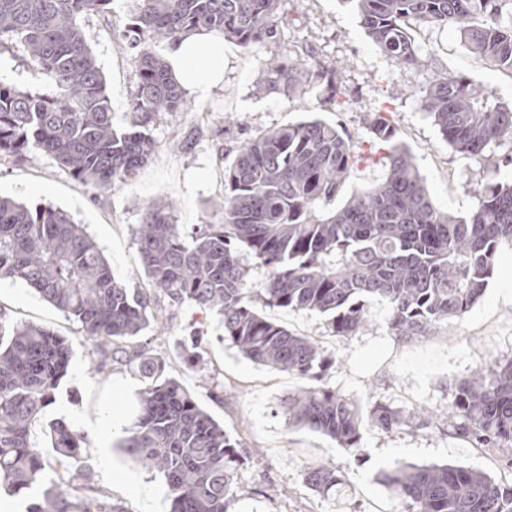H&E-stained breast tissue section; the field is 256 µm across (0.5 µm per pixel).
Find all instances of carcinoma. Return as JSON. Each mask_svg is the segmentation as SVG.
<instances>
[{
    "label": "carcinoma",
    "mask_w": 512,
    "mask_h": 512,
    "mask_svg": "<svg viewBox=\"0 0 512 512\" xmlns=\"http://www.w3.org/2000/svg\"><path fill=\"white\" fill-rule=\"evenodd\" d=\"M113 0H0V54H22L48 78L32 91L0 81V158L34 150L84 185L110 190L134 179L151 157V129L166 114L186 112L189 100L155 44L219 33L246 49L274 44L260 86L290 99L311 89L328 106L345 103L336 66L298 60L282 26L286 0H130L125 36L137 59L129 119L114 121L105 75L80 20L108 13ZM500 0H357L359 22L387 59L416 66L411 24L455 26L466 49L490 66L512 72V24L503 25ZM423 107L445 142L481 161L512 142V104L464 76H442ZM370 145L387 159L383 180L340 202L357 161V146L336 126L313 117L263 132L238 148L224 168L220 224L187 231L175 223V204H145L135 240L148 287L115 281L102 250L63 211L0 199V279L21 280L52 307L81 324L103 354L104 371L121 356L137 364L144 387L140 415L120 448L161 474L171 512H230L241 497L237 472L243 446L224 431L176 378L127 339L168 321L161 297L214 310L224 341L248 359L303 380H318L336 356L256 309L316 312L336 336H351L380 304L391 335L426 336L462 318L478 302L504 246L512 248V182L478 187L465 216L432 203L410 152L389 122L369 120ZM248 255L265 267L247 287ZM196 336L180 342L183 363L202 359ZM68 340L31 322L9 323L0 311V486L25 496V512H126L112 493L97 490L75 466L85 443L63 420L50 424L49 460L33 425L67 374ZM288 422L320 432L354 460L367 427L410 426L400 411L375 402L362 409L336 390L304 387L288 396ZM448 434L474 448L496 450L512 469V359L496 361L455 385ZM75 474L61 484L55 467ZM378 482L406 503L405 512H512V484L462 465L397 463ZM303 482L329 496L337 471L312 465Z\"/></svg>",
    "instance_id": "carcinoma-1"
}]
</instances>
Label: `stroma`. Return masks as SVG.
Returning a JSON list of instances; mask_svg holds the SVG:
<instances>
[{"mask_svg":"<svg viewBox=\"0 0 512 512\" xmlns=\"http://www.w3.org/2000/svg\"><path fill=\"white\" fill-rule=\"evenodd\" d=\"M288 39L298 57L314 56L339 65L350 102L341 108L322 105L317 92L290 100L255 85L271 51L224 44V77L207 98H192V111L167 115L152 130L155 152L136 180L104 191L78 184L44 155L31 151L20 160L0 158V195L29 206L52 205L83 224L102 249L116 280L129 288L145 287L134 230L146 201H173L178 223L216 224L213 209L224 195V168L247 139L309 116L336 125L354 143L370 139L367 121L375 114L391 120L425 180L434 206L459 216L477 204L483 183L512 177V155L503 144L474 161L443 141L421 106L426 89L439 77L463 75L512 102V72L486 64L463 46L452 26L411 29L419 62L406 69L389 64L359 24L352 0H288ZM83 30L106 76L117 123L128 118V101L137 62L122 36L123 0L113 10L82 18ZM0 311L10 321H32L67 336L72 354L67 376L55 391L35 428L37 442L49 447L47 426L65 420L85 436L81 465L95 486L110 490L126 512H169L164 478L129 458L119 447L121 433L132 430L142 380L127 366L112 363L108 373L95 370L97 348L79 322L67 318L22 281L0 289ZM164 333L149 331L153 354L226 432L247 449L238 471L244 492L235 512H404V503L381 486V469L405 461L444 463L482 469L493 477L503 470L498 454L450 438L443 414L451 400L450 384L496 359L512 358V248H503L482 298L460 319L449 320L433 334L411 342L391 336L377 317L361 332L333 335L324 316L279 310L278 322L311 336L335 352L338 362L323 384L358 401L381 402L415 413L419 422L390 432L366 429L361 461L327 436L288 424L284 403L304 387L302 379L256 364L224 340L219 316L189 303L172 305ZM199 335L205 369L186 367L179 340ZM341 471L340 492L320 496L302 479L306 464Z\"/></svg>","mask_w":512,"mask_h":512,"instance_id":"stroma-1","label":"stroma"}]
</instances>
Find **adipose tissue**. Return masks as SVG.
<instances>
[{"instance_id": "adipose-tissue-1", "label": "adipose tissue", "mask_w": 512, "mask_h": 512, "mask_svg": "<svg viewBox=\"0 0 512 512\" xmlns=\"http://www.w3.org/2000/svg\"><path fill=\"white\" fill-rule=\"evenodd\" d=\"M170 62L182 84L198 97H206L224 74V41L209 36H194L173 46Z\"/></svg>"}]
</instances>
